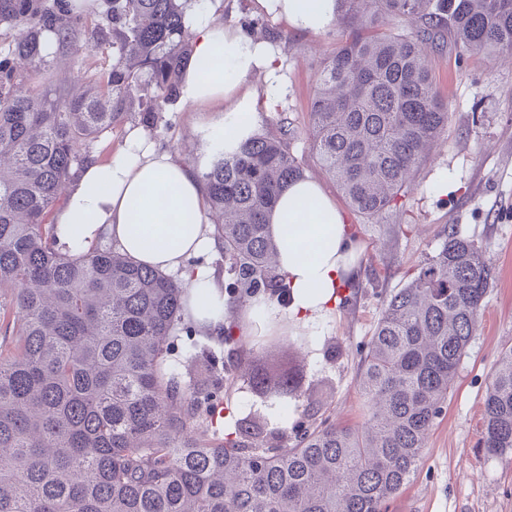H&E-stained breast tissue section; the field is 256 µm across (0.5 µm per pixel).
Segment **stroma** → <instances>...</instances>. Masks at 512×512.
Here are the masks:
<instances>
[{
	"instance_id": "obj_1",
	"label": "stroma",
	"mask_w": 512,
	"mask_h": 512,
	"mask_svg": "<svg viewBox=\"0 0 512 512\" xmlns=\"http://www.w3.org/2000/svg\"><path fill=\"white\" fill-rule=\"evenodd\" d=\"M222 4L225 26L239 28L244 16L262 18L264 25L252 32V39H265L269 28L284 33L275 49L285 93L271 95L265 77L256 73L243 80L234 101L224 106L194 109L176 102L165 125L150 138L197 168L227 124L236 120L235 101L245 103L250 124L271 131L279 115L287 114L300 135L294 150L307 177L321 185L354 227L362 260L354 285L346 289L333 317L310 329L319 342L305 352L307 376L327 379L333 392L311 410L306 425L361 420L356 348L371 336L385 300L438 249L449 225H457L492 257L497 280L417 470L387 502L386 512H512V452L491 455L479 445L486 386L500 353L512 347V59L464 55L452 44L432 54L434 78L448 104L447 129L416 172L408 194L368 220L349 208L305 140L318 63L335 51L336 27L308 34L261 16L256 0ZM111 66L112 53L106 49L79 55L61 51L46 80L65 87L80 81L85 71L102 73Z\"/></svg>"
}]
</instances>
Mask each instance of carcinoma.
<instances>
[{"label": "carcinoma", "mask_w": 512, "mask_h": 512, "mask_svg": "<svg viewBox=\"0 0 512 512\" xmlns=\"http://www.w3.org/2000/svg\"><path fill=\"white\" fill-rule=\"evenodd\" d=\"M189 0H104L86 27L75 0H0V512H385L421 458L475 335L495 267L450 225L433 256L386 301L357 351L364 420L323 422L288 446L259 409L215 421L216 361L172 360L190 330L180 283L112 247L61 251L55 210L105 132L159 127L192 56ZM339 44L320 62L309 148L349 206L396 204L448 126L430 56L512 53V0H337ZM77 53L112 50V69L72 96L37 81L45 34ZM275 133L232 125L198 171L224 256L227 304L287 298L267 218L304 177L288 117ZM248 353L227 372L255 401L305 415L328 398L291 351ZM480 444L512 451V349L484 396Z\"/></svg>", "instance_id": "1"}]
</instances>
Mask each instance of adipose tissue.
Masks as SVG:
<instances>
[{"instance_id": "ef3b65f1", "label": "adipose tissue", "mask_w": 512, "mask_h": 512, "mask_svg": "<svg viewBox=\"0 0 512 512\" xmlns=\"http://www.w3.org/2000/svg\"><path fill=\"white\" fill-rule=\"evenodd\" d=\"M267 14L293 28L316 33L336 15V0H257ZM187 22L194 54L181 81V97L193 107L220 105L241 81L264 73L278 87L280 65L273 47L225 27L213 13L189 7ZM208 65V76L199 73ZM58 248H87L110 240L141 265L176 274L184 298L209 295L211 311L189 306L194 325L222 337L228 312L224 283L197 256L214 248L201 183L174 152L159 149L142 131L131 130L109 157L88 162L70 183L52 215ZM278 265L290 290L286 304L251 300L236 315L242 334L256 322L307 327L331 316L337 290L353 278L357 245L335 203L314 181L285 189L269 218Z\"/></svg>"}]
</instances>
